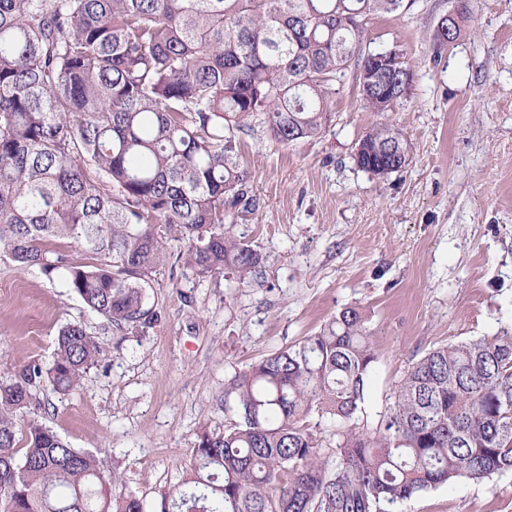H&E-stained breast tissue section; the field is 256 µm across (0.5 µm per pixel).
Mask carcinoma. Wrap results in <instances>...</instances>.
Segmentation results:
<instances>
[{"instance_id":"carcinoma-1","label":"carcinoma","mask_w":512,"mask_h":512,"mask_svg":"<svg viewBox=\"0 0 512 512\" xmlns=\"http://www.w3.org/2000/svg\"><path fill=\"white\" fill-rule=\"evenodd\" d=\"M416 0H0V258L60 278L116 326L147 325L153 273L258 277L232 232L259 206L236 162L257 120L272 140L318 137L337 75L369 69L373 16ZM386 73L414 74L396 55ZM363 106L392 112L359 90ZM363 140L403 143L389 122ZM182 244L170 251L169 242ZM80 246L78 265L47 243ZM342 309L224 384V429H203L189 478L159 512H394L445 484L512 472V327L428 351L374 425L360 421L377 353ZM100 350L68 323L50 367L0 383V512H149L94 454L26 419L32 389L78 388ZM336 422L323 444L308 426Z\"/></svg>"}]
</instances>
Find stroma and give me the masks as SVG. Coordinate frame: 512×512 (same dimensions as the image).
Listing matches in <instances>:
<instances>
[{"instance_id": "stroma-1", "label": "stroma", "mask_w": 512, "mask_h": 512, "mask_svg": "<svg viewBox=\"0 0 512 512\" xmlns=\"http://www.w3.org/2000/svg\"><path fill=\"white\" fill-rule=\"evenodd\" d=\"M453 2L417 0L368 24L375 47L397 46L414 72L387 115L410 148L402 171L379 178L353 160L380 116L362 108L352 70L321 137L281 145L258 124L240 134L236 159L260 205L233 231L262 253V279L159 268L146 299L157 321L120 329L59 279L0 260V383L30 361L51 365L59 329L84 323L98 363L71 393L36 390L35 416L117 466L149 512L190 473L197 433L226 424L225 380L342 309H362L378 354L372 422L425 352L512 326V0H480L467 35L434 53ZM396 512H512V473L441 486Z\"/></svg>"}]
</instances>
